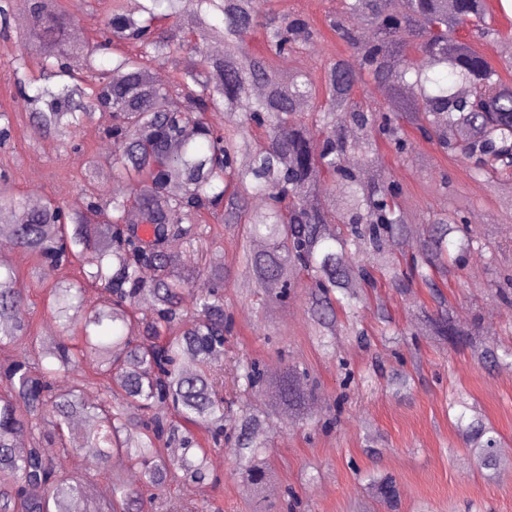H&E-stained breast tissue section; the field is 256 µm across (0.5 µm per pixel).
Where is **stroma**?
Instances as JSON below:
<instances>
[{"instance_id": "obj_1", "label": "stroma", "mask_w": 512, "mask_h": 512, "mask_svg": "<svg viewBox=\"0 0 512 512\" xmlns=\"http://www.w3.org/2000/svg\"><path fill=\"white\" fill-rule=\"evenodd\" d=\"M492 24L498 36L477 41V51L499 75L512 82V0H491ZM13 117L11 138L0 148V170L10 173L22 196L38 194L73 208L82 199V173L88 158L106 151L102 129L110 118L95 115L77 133L80 151L59 141L33 135L27 126L26 103L15 88L0 80V111ZM404 156L383 150V168L412 197L405 211L408 223L427 227L433 213L465 203L470 223L479 225L495 253L471 252L459 276L445 293L455 324L464 329L482 325L480 341L491 349L512 345V310L495 295L499 278L512 270V201L491 183L474 179L463 160L441 152L419 134H411ZM0 260L23 274L25 314L41 331L56 325L43 303L40 282L60 279L41 269L29 277L33 258L18 249ZM361 312L364 327L374 324L373 310L383 306L396 325L408 327L400 343L378 339L362 347L350 335L336 338L334 353L321 350L309 334L305 297L257 310L244 297L236 278L224 286V306L233 315V354L245 353L265 366L286 362L306 367L320 392L313 402L317 415L332 412L339 396H347L333 426L322 429L295 415L276 416L265 427L269 443L268 491L250 490L246 477L228 454L216 471L219 484L205 492L191 490L212 512H283L288 491L301 501L300 512H390L368 489L372 474L392 476L399 491L397 512H512V369H486L462 343L431 342L425 322L415 321L426 295H402L388 287L366 290ZM418 366L407 395H396L389 383L398 369ZM463 397L476 405L501 437L504 465L494 478L478 470L455 427L457 409L449 401Z\"/></svg>"}]
</instances>
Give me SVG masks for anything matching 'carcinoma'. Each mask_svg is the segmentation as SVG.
<instances>
[{"label": "carcinoma", "mask_w": 512, "mask_h": 512, "mask_svg": "<svg viewBox=\"0 0 512 512\" xmlns=\"http://www.w3.org/2000/svg\"><path fill=\"white\" fill-rule=\"evenodd\" d=\"M268 0H142L137 12L124 0H104L99 36L71 38L76 15L60 0H28L9 78L26 103L31 131L72 141L98 112L112 122L103 139L115 152L91 157L120 176L107 193L84 178V206L68 209L52 199L26 208L0 175V233L42 267L78 269L75 281L43 286L62 333L41 336L24 316L16 269L0 262V512H148L155 492L213 479L209 452L194 429L207 432L208 448L237 449L236 464L261 492L267 461L265 417L224 402V385L236 394L268 398L275 410L313 419L309 401L317 388L299 367L269 376L263 365L239 357L218 365L233 317L224 308V264L172 255L168 242L207 240L213 218L260 240L243 250L245 279L261 290L260 307L284 303L295 290L307 297L306 315L318 346H334L337 332L361 339L360 288L377 278L409 295L428 291L436 313L428 315L437 341L467 332L455 327L438 281L455 277L474 249L493 247L466 216L453 210L433 215L423 238L406 241V198L382 172L380 146L406 153L404 125L456 156L473 161L469 172L512 193V86L457 33L474 38L496 33L487 22L488 0H343L328 18L329 31L350 54L324 64L316 86L305 71L284 74L282 59L299 60L323 32ZM374 36L366 41L361 29ZM261 32L262 49L243 52L246 38ZM222 46L219 54L208 45ZM41 61L33 94L28 61ZM168 68L165 83L154 71ZM369 81L397 101L385 113L355 100ZM224 115L217 125L209 116ZM322 140L311 148L309 136ZM351 152L364 156L373 174L351 168ZM249 156L245 165L239 157ZM266 196L254 209L250 199ZM95 291L88 303L85 295ZM512 307V272L495 288ZM148 294L152 306L138 307ZM192 297L193 308L186 305ZM379 336L408 332L380 309ZM479 363L512 367V347L482 349L469 340ZM100 361L102 397L87 402L82 359ZM67 375L72 385L60 377ZM457 430L480 468L502 465L497 431L474 405ZM90 422L83 443L97 448L81 475L65 464L71 452L64 429L71 420ZM58 444L46 453L44 443ZM178 450L173 466L168 455ZM139 470L131 487L126 466ZM104 479L112 497L97 501L92 485ZM374 494L394 504L390 477L373 475Z\"/></svg>", "instance_id": "carcinoma-1"}]
</instances>
